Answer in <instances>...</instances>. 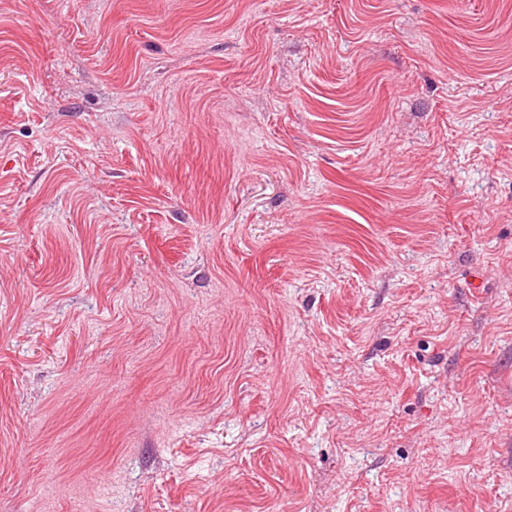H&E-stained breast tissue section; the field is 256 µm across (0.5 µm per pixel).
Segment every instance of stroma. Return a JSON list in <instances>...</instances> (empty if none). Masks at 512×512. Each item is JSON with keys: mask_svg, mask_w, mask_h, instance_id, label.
Listing matches in <instances>:
<instances>
[{"mask_svg": "<svg viewBox=\"0 0 512 512\" xmlns=\"http://www.w3.org/2000/svg\"><path fill=\"white\" fill-rule=\"evenodd\" d=\"M0 512H512V0H0Z\"/></svg>", "mask_w": 512, "mask_h": 512, "instance_id": "obj_1", "label": "stroma"}]
</instances>
